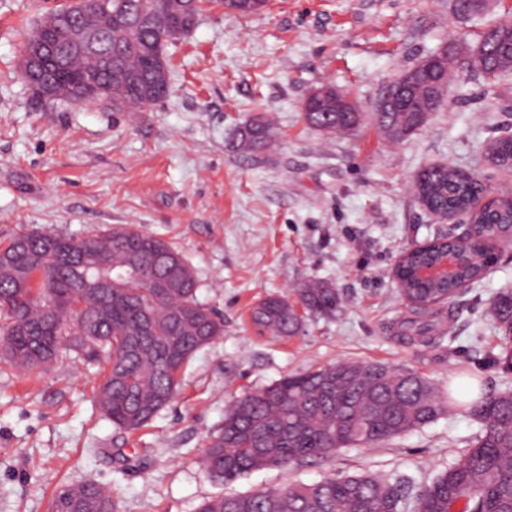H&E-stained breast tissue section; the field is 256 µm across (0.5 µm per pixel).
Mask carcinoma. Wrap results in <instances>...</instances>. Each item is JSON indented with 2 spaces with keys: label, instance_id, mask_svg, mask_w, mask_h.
Here are the masks:
<instances>
[{
  "label": "carcinoma",
  "instance_id": "carcinoma-1",
  "mask_svg": "<svg viewBox=\"0 0 512 512\" xmlns=\"http://www.w3.org/2000/svg\"><path fill=\"white\" fill-rule=\"evenodd\" d=\"M112 6L72 21L112 33V44L85 51L68 44V30L53 38L64 47L65 79L76 90L81 78L95 82L101 103L114 112L142 111L163 98L167 70L157 67L158 56L179 39L187 27L184 0H110ZM481 36L486 49L481 76L489 81L512 71V24L487 29ZM454 57L440 59L421 73L403 92L404 106L386 112L378 126L392 142H399L423 125L435 88L450 76ZM322 97L303 110L305 121L326 134L348 133L362 121V113L347 95L325 84ZM274 136L264 113L251 117L240 131V146L260 154ZM486 161L512 172V147L495 137L485 147ZM414 192L434 211L469 213L471 244L443 237L402 257L397 275L400 295L410 316L400 323L402 338L430 343L447 333L444 307L459 294L458 286L476 282L487 264L472 258L475 250L490 253L500 230L512 225V196L492 199V205L471 210L473 198L492 191L473 181L468 172L453 167L428 166L414 179ZM93 237L121 243L112 249L113 262L133 263L148 272L149 281L120 282L106 292L83 291L82 309L70 299L82 280L81 254L54 243L72 237L50 230L20 231L0 246V351L12 366L33 370L61 350L103 353L109 363L94 397L100 413L125 433L147 427L178 394L182 373L194 354L224 335V322L197 297L195 269L164 240L131 225L106 229ZM459 251L455 275L423 282L414 269ZM28 280L25 291L15 278ZM296 300L269 295L254 304L253 324L280 336L303 329L297 306L314 314H331L339 306L336 291L316 281L297 285ZM54 298V316L44 318L42 306ZM494 327L512 341V289L505 288L489 302ZM91 328L93 338L80 331ZM464 383L440 391L426 376L382 362L341 361L271 384L237 397L224 413L223 424L206 440L201 465L221 483H231L250 472L285 467L315 458H328L345 448L392 441L421 429L448 413L465 414L479 424L463 459L435 474L409 496L413 479L390 482L368 474L325 477L307 484L216 497L202 501L196 512H512V390L480 391ZM61 512H98L100 502L112 503L103 486L87 482L62 485L53 495Z\"/></svg>",
  "mask_w": 512,
  "mask_h": 512
}]
</instances>
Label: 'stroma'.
Returning <instances> with one entry per match:
<instances>
[{"mask_svg":"<svg viewBox=\"0 0 512 512\" xmlns=\"http://www.w3.org/2000/svg\"><path fill=\"white\" fill-rule=\"evenodd\" d=\"M69 0H0V242L20 229L81 238L130 225L160 237L196 270L198 299L224 320L199 350L169 407L140 432L115 429L94 390L104 357L61 353L49 367L0 362V512H48L59 486L98 482L112 512H195L216 495L279 489L369 472L423 482L462 459L479 426L440 417L390 442L215 481L199 464L205 436L243 393L341 360L403 364L439 388L475 374L485 390L512 388L489 301L512 289V248L456 298L450 336H397L408 307L394 267L402 250L447 234L413 193L425 166L448 163L512 191L486 164L488 138L512 132V72L491 83L458 56L445 103L401 142L373 118L386 86L456 39L476 44L512 17V0L456 16L451 0H269L258 14L205 10L167 47L169 91L140 112L34 97L19 63L37 23ZM329 83L354 99L361 124L336 137L308 126L302 104ZM275 123L261 158L239 129L254 113ZM315 280L340 307L282 337L251 324L267 295Z\"/></svg>","mask_w":512,"mask_h":512,"instance_id":"35a3bbf8","label":"stroma"}]
</instances>
